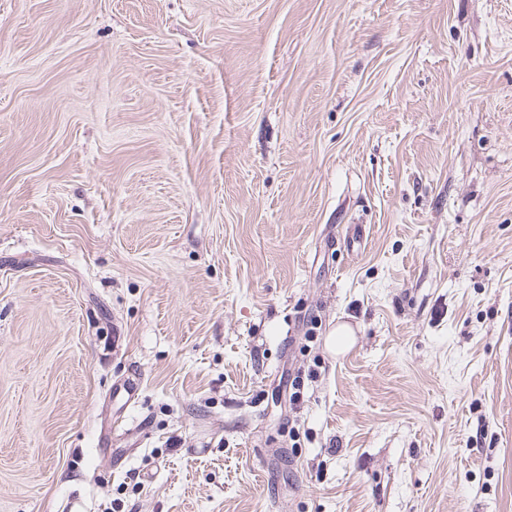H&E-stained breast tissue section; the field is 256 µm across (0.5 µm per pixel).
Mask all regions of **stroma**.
Masks as SVG:
<instances>
[{
	"label": "stroma",
	"instance_id": "stroma-1",
	"mask_svg": "<svg viewBox=\"0 0 512 512\" xmlns=\"http://www.w3.org/2000/svg\"><path fill=\"white\" fill-rule=\"evenodd\" d=\"M0 512H512V0H0Z\"/></svg>",
	"mask_w": 512,
	"mask_h": 512
}]
</instances>
